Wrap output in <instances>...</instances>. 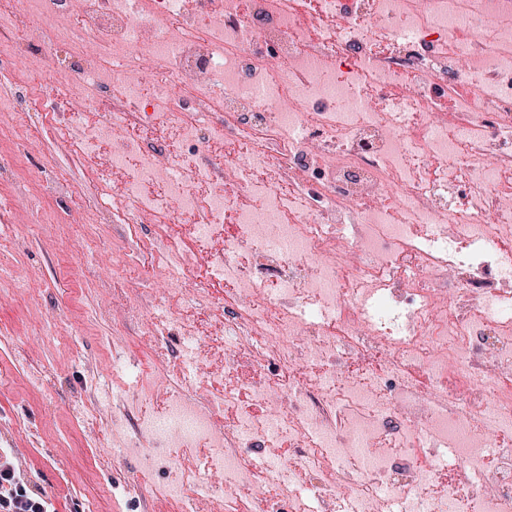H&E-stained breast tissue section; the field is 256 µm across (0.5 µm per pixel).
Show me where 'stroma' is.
I'll use <instances>...</instances> for the list:
<instances>
[{
    "label": "stroma",
    "mask_w": 512,
    "mask_h": 512,
    "mask_svg": "<svg viewBox=\"0 0 512 512\" xmlns=\"http://www.w3.org/2000/svg\"><path fill=\"white\" fill-rule=\"evenodd\" d=\"M19 117L12 141H0V162L31 142L20 178L0 185L16 205L0 222V269L22 273V290L0 300V448L16 449L33 485L55 497L59 512H168L152 475L133 458L109 452L112 408L124 380L112 372V343L133 342L141 327L112 315L110 259L133 252L138 239L123 224L95 223L96 191L85 160ZM53 168L80 190L84 220L17 239L12 225L33 214L50 215L56 201L30 197L45 169Z\"/></svg>",
    "instance_id": "1"
}]
</instances>
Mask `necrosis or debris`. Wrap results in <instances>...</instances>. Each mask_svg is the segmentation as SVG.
<instances>
[{"label": "necrosis or debris", "instance_id": "1", "mask_svg": "<svg viewBox=\"0 0 512 512\" xmlns=\"http://www.w3.org/2000/svg\"><path fill=\"white\" fill-rule=\"evenodd\" d=\"M17 0L0 98L149 225L112 427L170 512H512V0ZM66 79L79 91L55 92Z\"/></svg>", "mask_w": 512, "mask_h": 512}]
</instances>
